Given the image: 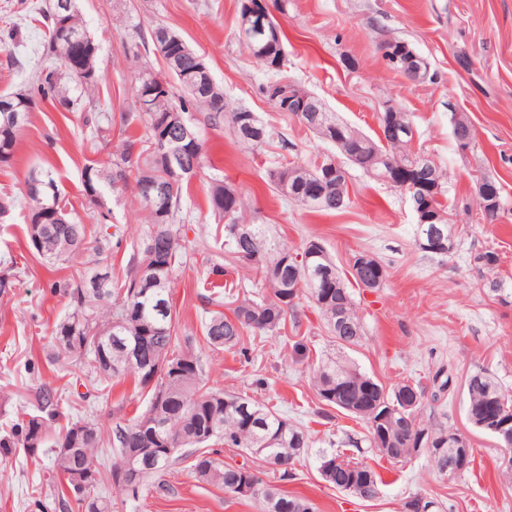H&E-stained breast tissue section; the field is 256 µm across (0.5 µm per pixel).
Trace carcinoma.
Wrapping results in <instances>:
<instances>
[{"instance_id":"carcinoma-1","label":"carcinoma","mask_w":512,"mask_h":512,"mask_svg":"<svg viewBox=\"0 0 512 512\" xmlns=\"http://www.w3.org/2000/svg\"><path fill=\"white\" fill-rule=\"evenodd\" d=\"M48 0L36 8L28 6V17L45 28L42 62L36 66L29 85L18 92L0 96L12 101L14 110L0 109V166H11L16 156L18 136L29 113L37 103L48 102L62 112L80 107L88 99L89 115L84 123L89 130L90 151L97 153L110 145L108 133L114 118L101 108L96 96L98 45L90 36L76 0ZM166 30L157 25L150 40H141L125 47L134 74L133 111L121 113L119 139L109 160H89L82 171L81 195L90 217L108 220L103 193L131 191L145 211L146 227L126 264V278L120 287L112 279L98 288L89 284L95 269L80 270L52 284L54 292L64 297L69 312L58 321L52 333L53 359L73 354L87 359L90 374L98 380L132 377L134 382L150 388L151 396L145 411L134 420L118 421L109 431L89 423L72 421L59 432L52 429L60 418L59 399L50 388L36 394L37 413L0 432V457H8L18 448H32L31 442L52 454L58 481L54 491L64 509L75 502L78 512H112L111 502L99 492L101 464L99 449H115L112 458V480L129 475L134 486L126 489L135 497L146 482L164 472L184 456L195 455L201 448L223 445L239 448L270 466H281L279 479H288L286 465L309 447L307 434L287 418L265 405L242 395L226 394L208 385L201 350L192 336L182 332L172 300L171 283L176 270L187 262L183 244V202L189 193L191 178L205 164L206 151L192 123L191 111L205 110L212 124H224L232 130L236 142L251 149L259 148L269 138L266 126L252 112L228 111L224 91L203 69L201 56L185 41L173 46L166 58V72L159 73L145 62L155 38ZM283 40L278 37L258 39L250 48L252 54L269 65L279 59ZM183 95L175 98L172 83ZM150 86L160 91L144 96ZM285 116L293 118L295 113ZM297 118V117H295ZM410 119L405 112L378 113L379 133L372 138L363 133L337 147L339 162L363 171L370 167L389 180L396 167L410 172L421 169L420 153L404 145L385 146L383 135L390 127ZM297 121L324 137V128L336 125V114L320 102L316 111L304 114ZM144 128L142 135L132 129L134 123ZM166 123L173 129L186 127L194 139L186 140L183 154L171 157L153 147L161 142ZM333 161L325 156L312 166L300 161L277 163L267 171L269 186L277 195L296 205L322 189L324 165ZM164 180L167 194L159 199L150 196L149 184ZM40 183L39 196L28 195L29 206L24 227L26 246L41 261L56 266L82 251L103 253L110 243L120 247L124 231L114 224V231L105 235L73 217L74 207L59 191L49 174L31 176ZM212 213L224 222V241L232 258L255 265L265 291L261 298L247 295L233 300V316L224 313V296L214 293L205 297L212 309L204 325V339L212 349L233 348L244 332L277 335L286 327L288 318H297L296 300L307 296L319 309L336 342L344 347L359 344L361 324L353 311L350 292L339 275L336 264L325 246L313 237L297 253L277 237L267 224H243L239 212L243 201L238 190L229 183H214L208 189ZM314 212L340 213L336 193H325ZM373 268L369 278L357 282L361 288H380L387 273L385 266L370 257ZM347 306L354 330L336 332V308ZM313 386L324 405L347 412L367 421V441L391 464H403L412 456L406 444L421 432L433 437V460L437 468L448 467V461L463 466L467 473L473 468L474 455H468L448 439L449 430H428L418 420L420 403L407 407L399 400L407 392L408 399H422L424 389L403 381L386 390L355 363L341 358L322 361L313 374ZM467 418L474 427L492 414H512V396L507 395L492 378L475 374L468 380ZM62 443L74 445L70 457L56 455ZM218 451L196 455L193 471L202 482L220 487L235 498L255 499L263 509L274 512H315L306 498L290 495L282 489L262 482L250 469L224 464L216 458ZM92 470L90 485L75 484L69 472ZM319 472L330 485L354 494L370 481L378 491L381 477L367 464L342 453L320 457ZM248 492H243L242 487Z\"/></svg>"}]
</instances>
